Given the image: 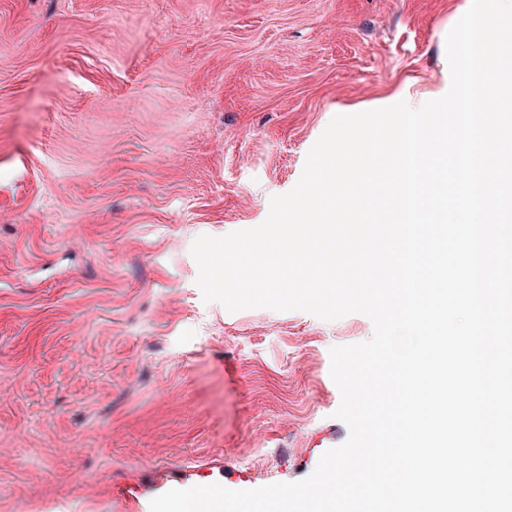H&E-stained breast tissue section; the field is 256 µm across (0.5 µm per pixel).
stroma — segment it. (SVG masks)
Instances as JSON below:
<instances>
[{
    "label": "stroma",
    "instance_id": "stroma-1",
    "mask_svg": "<svg viewBox=\"0 0 512 512\" xmlns=\"http://www.w3.org/2000/svg\"><path fill=\"white\" fill-rule=\"evenodd\" d=\"M472 0H0V512L298 482L370 318L204 302L332 118L451 86Z\"/></svg>",
    "mask_w": 512,
    "mask_h": 512
}]
</instances>
